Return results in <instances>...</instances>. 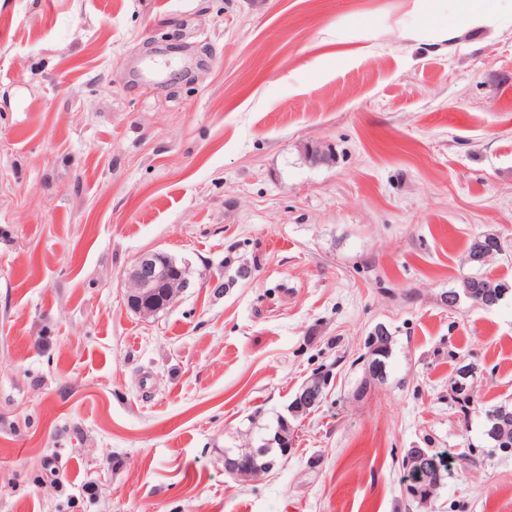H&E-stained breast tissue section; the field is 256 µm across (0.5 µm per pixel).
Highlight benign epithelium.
<instances>
[{
	"label": "benign epithelium",
	"mask_w": 512,
	"mask_h": 512,
	"mask_svg": "<svg viewBox=\"0 0 512 512\" xmlns=\"http://www.w3.org/2000/svg\"><path fill=\"white\" fill-rule=\"evenodd\" d=\"M190 285L186 270L163 252L153 251L142 254L127 275V288L124 299L128 308L143 318L157 315L170 307ZM324 399L321 385L309 379L296 392L287 407L289 415L307 413L318 407ZM250 456L255 462L250 471L240 467V460L224 455V470L234 476L251 477L274 467L275 461L266 459L264 448L251 449Z\"/></svg>",
	"instance_id": "7a95c632"
}]
</instances>
